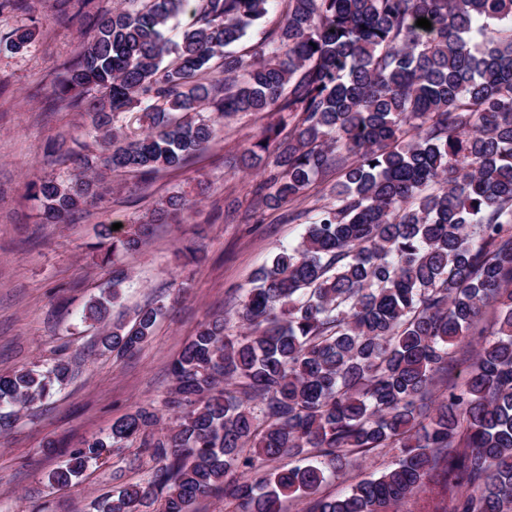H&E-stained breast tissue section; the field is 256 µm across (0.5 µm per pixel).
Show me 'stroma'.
<instances>
[{
    "label": "stroma",
    "mask_w": 512,
    "mask_h": 512,
    "mask_svg": "<svg viewBox=\"0 0 512 512\" xmlns=\"http://www.w3.org/2000/svg\"><path fill=\"white\" fill-rule=\"evenodd\" d=\"M57 4L27 0L25 10L0 11L1 38L18 27L35 33L26 51L0 46V372L53 362L64 346L77 354L79 369L0 436V512H89L97 496L143 479L147 458L134 445L112 449L76 487L54 488L48 475L83 439L106 434L137 405L160 403L171 384L169 367L199 324L230 312L259 269L280 249L295 246L307 225L294 216L297 203L263 211L252 206L255 180L239 163L274 121L267 112L225 120L218 141L152 180L109 174L100 202L68 223H41L30 185L67 171L68 152L85 121L82 113L56 106L54 86L89 40L91 17L120 0H72L65 20ZM174 194L196 200L194 213L155 225L138 253L123 255L131 278L112 309L129 317L161 302L164 314L139 351L115 357L100 346L99 329L79 320L86 302L112 278L97 226L145 220ZM195 244L204 248L202 259L186 264L183 252ZM398 455L395 448L357 453L323 491L341 494L390 467Z\"/></svg>",
    "instance_id": "1"
}]
</instances>
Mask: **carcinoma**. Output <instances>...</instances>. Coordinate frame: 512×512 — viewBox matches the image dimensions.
<instances>
[{"instance_id":"obj_1","label":"carcinoma","mask_w":512,"mask_h":512,"mask_svg":"<svg viewBox=\"0 0 512 512\" xmlns=\"http://www.w3.org/2000/svg\"><path fill=\"white\" fill-rule=\"evenodd\" d=\"M191 1L193 21L173 42L168 23ZM269 2L124 0L93 17L56 86L87 115L80 149L96 154L33 184L43 224L99 200L107 173L181 167L240 112L278 115L244 154L249 168L273 157L258 204L298 201L315 177L344 172L300 242L245 292L241 331L215 317L172 362L162 400L172 427L140 405L71 450L49 482L74 487L110 448L136 441L146 478L95 498L93 512H192L215 490L240 512H282L288 495L305 512H397L434 477L448 494L441 512H512V0H285L258 49L235 51ZM32 37L16 28L5 46L21 52ZM217 69L224 78H210ZM139 106L147 131L130 138L120 115ZM190 208L170 196L124 237L109 223L99 237L135 252L151 225ZM129 278L113 269L82 313L118 355L139 350L163 312L112 320ZM476 336L464 384L427 402L453 348ZM72 372L60 357L1 373L0 433ZM376 448L400 449L392 468L322 492ZM284 458L299 464L277 465Z\"/></svg>"}]
</instances>
